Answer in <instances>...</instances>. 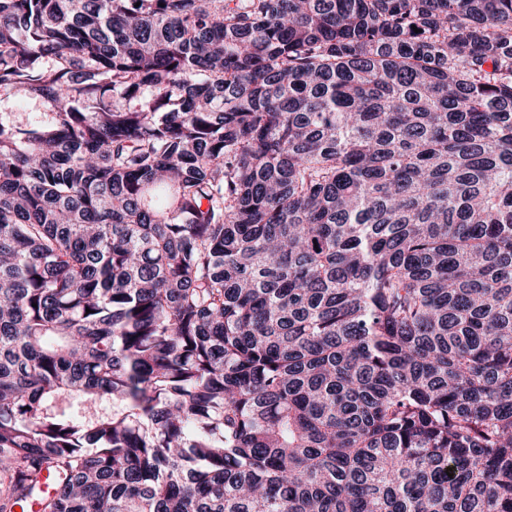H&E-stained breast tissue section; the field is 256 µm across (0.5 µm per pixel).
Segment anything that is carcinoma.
<instances>
[{"label": "carcinoma", "instance_id": "cac0c4a2", "mask_svg": "<svg viewBox=\"0 0 512 512\" xmlns=\"http://www.w3.org/2000/svg\"><path fill=\"white\" fill-rule=\"evenodd\" d=\"M0 94V512H512V0H0ZM42 108L34 104L17 102L11 98L0 95V116L3 119L18 121L26 119L29 112H41Z\"/></svg>", "mask_w": 512, "mask_h": 512}]
</instances>
